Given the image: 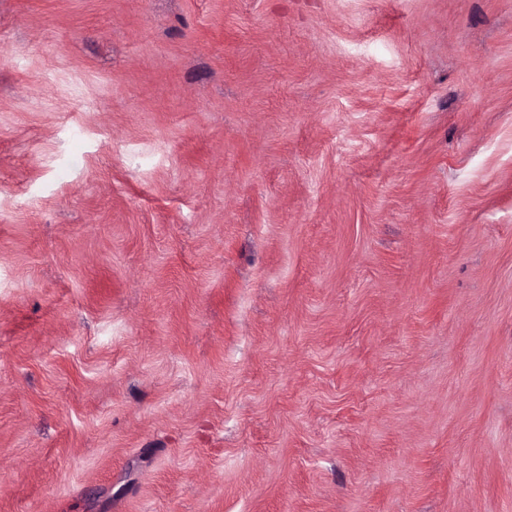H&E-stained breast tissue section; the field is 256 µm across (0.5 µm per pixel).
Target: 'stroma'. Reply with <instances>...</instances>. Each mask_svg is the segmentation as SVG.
<instances>
[{
  "label": "stroma",
  "mask_w": 512,
  "mask_h": 512,
  "mask_svg": "<svg viewBox=\"0 0 512 512\" xmlns=\"http://www.w3.org/2000/svg\"><path fill=\"white\" fill-rule=\"evenodd\" d=\"M0 512H512V0H0Z\"/></svg>",
  "instance_id": "stroma-1"
}]
</instances>
